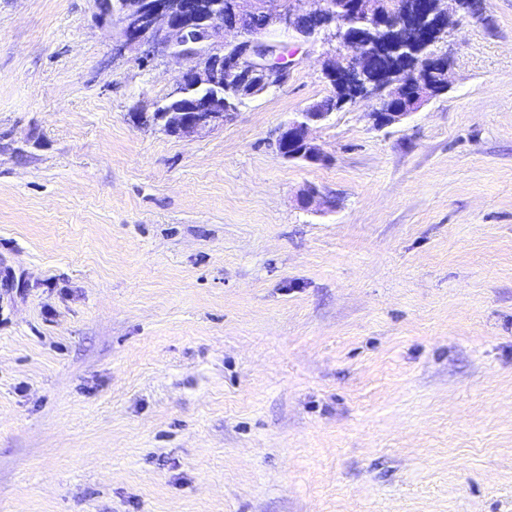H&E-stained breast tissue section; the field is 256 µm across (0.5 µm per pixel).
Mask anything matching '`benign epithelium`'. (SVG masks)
Segmentation results:
<instances>
[{
  "mask_svg": "<svg viewBox=\"0 0 512 512\" xmlns=\"http://www.w3.org/2000/svg\"><path fill=\"white\" fill-rule=\"evenodd\" d=\"M348 14L335 12V0H98L117 30L114 52L136 49L140 58L161 55L190 66L178 71L167 102L153 119L166 131L185 135L211 131L237 112L224 100L236 85L242 99H253L286 83L290 64L280 47L264 39L271 29L319 36L332 51L324 74L339 107L370 103L374 127L401 123L430 98L448 90V56L434 46L448 30L475 18L469 0H347ZM266 16L259 28L237 26L229 18ZM328 112L307 109L282 122L274 142L285 160L326 161L310 138L312 126Z\"/></svg>",
  "mask_w": 512,
  "mask_h": 512,
  "instance_id": "1",
  "label": "benign epithelium"
}]
</instances>
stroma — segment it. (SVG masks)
<instances>
[{"label":"stroma","instance_id":"obj_1","mask_svg":"<svg viewBox=\"0 0 512 512\" xmlns=\"http://www.w3.org/2000/svg\"><path fill=\"white\" fill-rule=\"evenodd\" d=\"M97 0H0V512H512V0L375 128L321 38L223 127ZM316 186L327 205L301 207Z\"/></svg>","mask_w":512,"mask_h":512}]
</instances>
